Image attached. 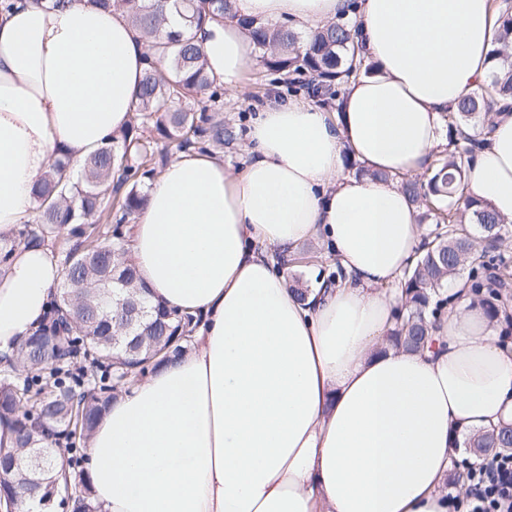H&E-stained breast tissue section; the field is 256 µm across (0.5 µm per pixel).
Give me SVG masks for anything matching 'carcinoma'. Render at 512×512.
I'll use <instances>...</instances> for the list:
<instances>
[{
	"label": "carcinoma",
	"mask_w": 512,
	"mask_h": 512,
	"mask_svg": "<svg viewBox=\"0 0 512 512\" xmlns=\"http://www.w3.org/2000/svg\"><path fill=\"white\" fill-rule=\"evenodd\" d=\"M129 18L142 32L148 46L147 66L136 93L137 106L130 122L118 136L87 157L80 175L69 164L55 160L38 179L34 196L35 222L0 236V270L11 261L17 244L38 239L63 257V284L52 308L37 332L57 336L90 337L82 357L90 365L49 360L46 352L25 338L9 372L0 375V422L13 425L15 448L7 453L17 457L7 490L26 489L29 470L26 459L33 451L43 455L41 480L44 487L67 483V470L53 473L56 448L44 443L47 432L67 431L72 408L82 411V431L87 442L98 419L112 400L115 385L125 384L131 375L145 376L157 366V353L176 333L192 341L195 325L157 304L151 305L128 258L123 224L140 207L147 182L157 174V145L164 141L182 152L200 149L212 153L237 138L234 127L224 123L223 84L210 77L203 52L186 29L207 20L221 22L235 18L231 0H120ZM176 10L183 28L165 27L166 12ZM498 46L492 52L489 81L471 91L446 115L449 133L448 156L436 160L425 181L404 178L401 185L412 203L425 208L424 217L435 221L437 232L425 240L416 260L401 280L404 295L399 323L391 332L393 342L417 350L432 341V326L450 301L441 290L447 279L469 268L468 283L473 295L499 319L506 308L499 303L498 288L503 278L489 274L485 260L487 246L501 240L504 221L492 210L459 194L467 158L480 141L471 134L478 122L486 121L512 101V13L501 12ZM239 24L261 53L266 71L283 76L288 89L303 90L324 105L339 106L342 85L369 73L370 66L358 55L353 27L332 23L303 37L288 24L271 26L252 18ZM167 57L169 73L158 68L155 51ZM207 96L201 106L197 97ZM477 226L474 237L462 227ZM69 227L68 234L62 229ZM121 300L138 301L147 315L130 323ZM38 414L41 425L24 417V411ZM467 444L473 454L512 451V425L471 436ZM76 512H97L91 489L81 485L73 500Z\"/></svg>",
	"instance_id": "carcinoma-1"
}]
</instances>
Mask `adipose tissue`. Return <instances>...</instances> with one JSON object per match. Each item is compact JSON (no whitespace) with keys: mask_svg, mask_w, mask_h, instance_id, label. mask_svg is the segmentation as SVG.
<instances>
[{"mask_svg":"<svg viewBox=\"0 0 512 512\" xmlns=\"http://www.w3.org/2000/svg\"><path fill=\"white\" fill-rule=\"evenodd\" d=\"M232 2L234 18L187 30L229 90L255 63L242 17L309 31L352 21L374 69L336 112L267 104L240 172L188 152L151 182L129 255L150 302L199 323L186 352L131 378L97 423L94 501L99 512H448L464 439L512 422V343L456 278L433 344H393L395 285L422 244L398 180L446 146L444 115L486 80L492 0ZM144 55L116 4L0 8V233L33 222V183L59 152L79 168L126 128ZM488 139L464 193L512 221V111L495 114ZM349 158L360 173L346 174ZM310 243L345 278L301 300L275 257ZM62 277L48 246L15 248L0 272V359L16 357Z\"/></svg>","mask_w":512,"mask_h":512,"instance_id":"obj_1","label":"adipose tissue"}]
</instances>
